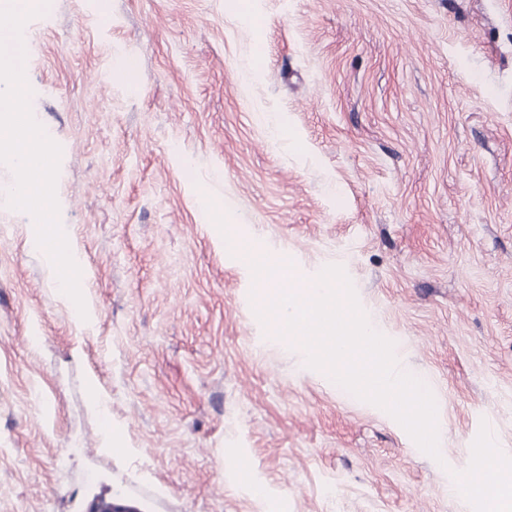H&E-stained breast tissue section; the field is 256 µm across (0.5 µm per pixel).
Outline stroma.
Wrapping results in <instances>:
<instances>
[{
  "label": "stroma",
  "instance_id": "35a3bbf8",
  "mask_svg": "<svg viewBox=\"0 0 512 512\" xmlns=\"http://www.w3.org/2000/svg\"><path fill=\"white\" fill-rule=\"evenodd\" d=\"M224 2L28 22L88 316L0 204V512H487L453 488L512 448V0ZM247 252L344 268L440 459L259 320Z\"/></svg>",
  "mask_w": 512,
  "mask_h": 512
}]
</instances>
